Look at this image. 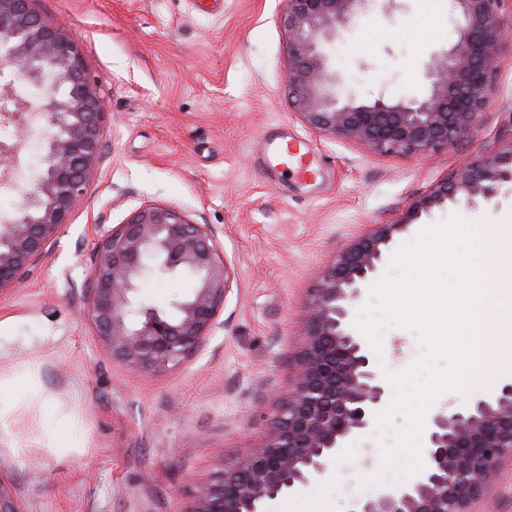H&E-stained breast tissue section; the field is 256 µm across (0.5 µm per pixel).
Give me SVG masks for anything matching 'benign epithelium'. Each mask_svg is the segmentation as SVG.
Instances as JSON below:
<instances>
[{
    "label": "benign epithelium",
    "mask_w": 512,
    "mask_h": 512,
    "mask_svg": "<svg viewBox=\"0 0 512 512\" xmlns=\"http://www.w3.org/2000/svg\"><path fill=\"white\" fill-rule=\"evenodd\" d=\"M34 0H0V76L50 90L36 104L16 98L4 120L25 125L36 107L56 132L46 139L44 169L21 189L16 216L0 225V295L69 223L101 154L105 102L90 77L77 35L37 13ZM375 0H286L279 24L287 36V90L313 129L360 142L378 153L451 150L477 130L500 69L505 0H455L456 39L435 59L429 94L421 100L369 104L336 98V70L323 46ZM23 145L0 143V169L21 162ZM512 184V145L487 154L419 198L407 220L378 224L350 243L325 270L305 313L301 371L278 408L261 446L224 466L194 489L186 512H270L281 495L326 472L345 448L375 423L389 387L364 338L350 325L351 307L377 273L396 234L436 206L461 198L490 200ZM184 272L189 295L168 315L135 302L149 271ZM87 316L112 360L160 372L190 358L224 309L234 277L206 224L178 207L142 204L96 248ZM422 468L399 486L380 488L353 512H470L512 452V380L464 405L431 413L424 424Z\"/></svg>",
    "instance_id": "1"
}]
</instances>
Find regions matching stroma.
<instances>
[{"mask_svg": "<svg viewBox=\"0 0 512 512\" xmlns=\"http://www.w3.org/2000/svg\"><path fill=\"white\" fill-rule=\"evenodd\" d=\"M83 44L105 101L96 178L22 288L0 295V370L28 379L0 426V482L22 512H185L190 495L261 444L292 386L302 313L341 249L377 224L405 223L402 246L460 216L512 222V187L492 200L444 204L414 221L412 203L485 153L512 145V8L501 13L505 60L480 128L452 151L380 154L317 133L288 104L284 0H224L217 16L189 0H35ZM453 0L376 4L338 35L341 95L371 102L427 95L425 67L454 42ZM303 138L321 174L300 181L267 162L278 138ZM177 206L208 225L235 273L215 328L180 366L142 372L113 362L89 323L95 247L142 203ZM190 277L152 273L138 297L167 310ZM381 370L400 373L423 348L410 329L380 335ZM67 418L75 448H58L48 418ZM383 430L354 439L329 469L271 512H351L375 493ZM372 466H364L365 456Z\"/></svg>", "mask_w": 512, "mask_h": 512, "instance_id": "stroma-1", "label": "stroma"}]
</instances>
